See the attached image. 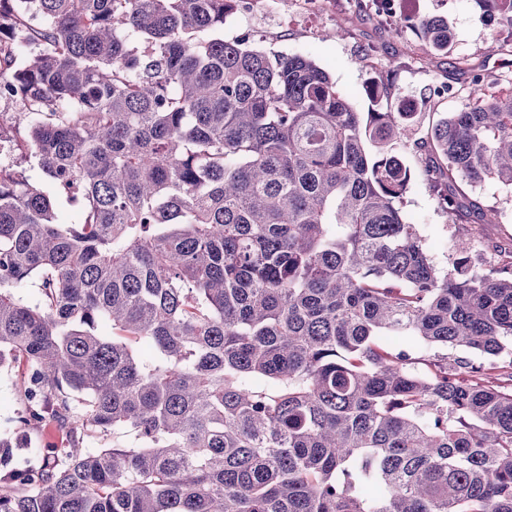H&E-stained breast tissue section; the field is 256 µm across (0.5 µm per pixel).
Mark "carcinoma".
<instances>
[{"mask_svg":"<svg viewBox=\"0 0 512 512\" xmlns=\"http://www.w3.org/2000/svg\"><path fill=\"white\" fill-rule=\"evenodd\" d=\"M232 3L0 0V100L49 181L0 168V367L20 432L69 438L23 464L0 438V512H512V250L437 266L387 150L417 113L224 40ZM416 148L451 218L455 179L512 186V89ZM20 105L19 102H0V117H1V125L3 131L5 130L8 136H16L18 133L17 125L20 114ZM34 120L31 118L25 119L24 123H22L19 127L18 136H26L28 125L33 123Z\"/></svg>","mask_w":512,"mask_h":512,"instance_id":"obj_1","label":"carcinoma"}]
</instances>
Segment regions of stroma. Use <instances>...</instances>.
I'll use <instances>...</instances> for the list:
<instances>
[{"mask_svg":"<svg viewBox=\"0 0 512 512\" xmlns=\"http://www.w3.org/2000/svg\"><path fill=\"white\" fill-rule=\"evenodd\" d=\"M490 0H395L391 15L362 8L358 0H326L324 8L305 18L298 6L282 0H257L248 11H235L224 25L225 38L253 30L252 46L272 53L311 56L344 91L357 111L376 105L367 95V81L377 70L390 71L389 101L404 102L420 117L409 142H396L395 152L410 169L403 210L416 224L434 263L445 268L456 257V241L472 242L476 266L497 264L496 246L512 247V187L496 181L451 186L467 205L456 223L432 195L425 158L414 144L426 140L443 115L455 111L475 84L488 91L507 89L512 77V20L487 26ZM440 16L452 39L448 51L435 54L422 43L413 25L416 18Z\"/></svg>","mask_w":512,"mask_h":512,"instance_id":"1","label":"stroma"}]
</instances>
